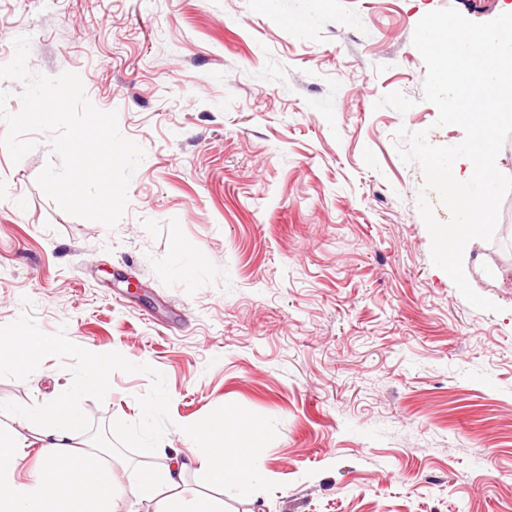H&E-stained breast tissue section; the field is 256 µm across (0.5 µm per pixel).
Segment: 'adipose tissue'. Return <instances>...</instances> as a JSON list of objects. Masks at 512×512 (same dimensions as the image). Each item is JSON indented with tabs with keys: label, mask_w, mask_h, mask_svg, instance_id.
<instances>
[{
	"label": "adipose tissue",
	"mask_w": 512,
	"mask_h": 512,
	"mask_svg": "<svg viewBox=\"0 0 512 512\" xmlns=\"http://www.w3.org/2000/svg\"><path fill=\"white\" fill-rule=\"evenodd\" d=\"M110 365V360L97 354H86L69 394L35 414L40 463L28 481L15 477L25 457L22 442L12 430L0 427V512H120L124 492L106 455L101 449L81 448L73 442L83 421L71 396L102 388ZM185 433L188 439L207 443L200 468L211 485L240 488L252 481L263 439L257 423L204 416L188 424ZM189 467V461L176 459L139 471L138 487L150 497L153 512H212L209 502L180 496Z\"/></svg>",
	"instance_id": "1"
}]
</instances>
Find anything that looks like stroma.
Listing matches in <instances>:
<instances>
[{"mask_svg": "<svg viewBox=\"0 0 512 512\" xmlns=\"http://www.w3.org/2000/svg\"><path fill=\"white\" fill-rule=\"evenodd\" d=\"M508 0H0V64L30 36L35 75L80 76L146 156L115 227L63 212L36 178L51 135L0 147V336L53 349L0 362V426L63 394L87 351L112 357L80 396L106 429L121 512H152L137 472L183 430L245 415L257 477L186 492L219 512H512V248L463 254L471 306L431 262L418 165L394 133L435 127L421 17L485 22Z\"/></svg>", "mask_w": 512, "mask_h": 512, "instance_id": "stroma-1", "label": "stroma"}]
</instances>
